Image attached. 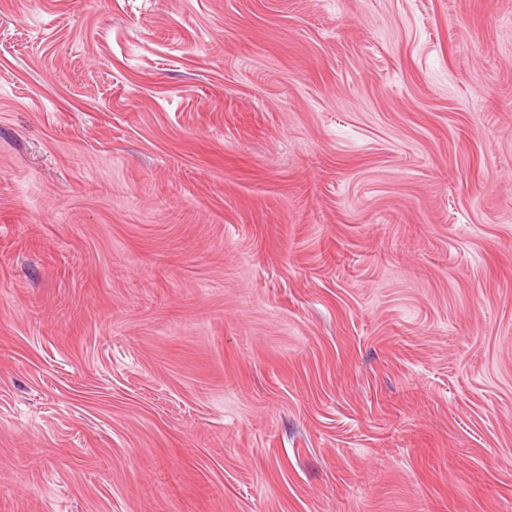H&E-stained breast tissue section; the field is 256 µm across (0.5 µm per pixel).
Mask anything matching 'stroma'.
Wrapping results in <instances>:
<instances>
[{"label": "stroma", "mask_w": 512, "mask_h": 512, "mask_svg": "<svg viewBox=\"0 0 512 512\" xmlns=\"http://www.w3.org/2000/svg\"><path fill=\"white\" fill-rule=\"evenodd\" d=\"M0 512H512V0H0Z\"/></svg>", "instance_id": "obj_1"}]
</instances>
